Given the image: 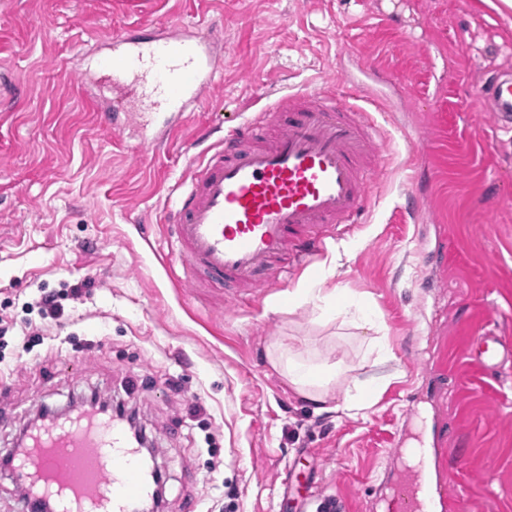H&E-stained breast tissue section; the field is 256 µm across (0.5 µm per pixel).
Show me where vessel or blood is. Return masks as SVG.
Returning <instances> with one entry per match:
<instances>
[{"label": "vessel or blood", "instance_id": "1", "mask_svg": "<svg viewBox=\"0 0 512 512\" xmlns=\"http://www.w3.org/2000/svg\"><path fill=\"white\" fill-rule=\"evenodd\" d=\"M223 19L203 23L119 26L93 61H78L79 86H99V125L124 133L128 153L143 157L166 146L222 77L227 55ZM367 106L343 91V81L288 94L225 129L195 165L163 227L180 259L173 280L224 289L231 302L272 278L313 269L325 246L352 232L372 199L381 169L374 152L378 127L368 111L391 71L371 67ZM477 110L496 127L512 128V71L499 70ZM506 354L501 337H476L469 360L496 372ZM447 459L426 455L415 478L390 488L395 512H445ZM15 512H137L155 480L139 447L116 419L78 411L49 421L15 456Z\"/></svg>", "mask_w": 512, "mask_h": 512}]
</instances>
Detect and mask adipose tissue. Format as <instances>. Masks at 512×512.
<instances>
[{
    "instance_id": "ef3b65f1",
    "label": "adipose tissue",
    "mask_w": 512,
    "mask_h": 512,
    "mask_svg": "<svg viewBox=\"0 0 512 512\" xmlns=\"http://www.w3.org/2000/svg\"><path fill=\"white\" fill-rule=\"evenodd\" d=\"M327 304L326 314L331 318H340L343 324L361 330H370L368 340L370 350L376 351L375 365L384 367L391 363L393 355L386 348L383 337L374 335V323L369 316L351 311L349 306L339 303L335 294L324 297ZM271 365L287 380L291 387L303 399L310 402L315 412L333 411V401L337 384L344 379L348 368L342 362L327 358L310 360L293 352L287 344L277 341L267 349Z\"/></svg>"
}]
</instances>
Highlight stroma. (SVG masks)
Instances as JSON below:
<instances>
[{
    "label": "stroma",
    "mask_w": 512,
    "mask_h": 512,
    "mask_svg": "<svg viewBox=\"0 0 512 512\" xmlns=\"http://www.w3.org/2000/svg\"><path fill=\"white\" fill-rule=\"evenodd\" d=\"M224 15L232 53L223 78L158 155L128 156L95 122L77 88L76 59L96 55L115 26L193 23ZM393 71L405 92L375 113L385 155L371 208L318 256L319 271L271 281L233 306L215 288L174 284L160 255L168 188L186 179L200 130L247 116L338 67ZM512 68V7L502 0H0V319L39 318L42 288L79 285L56 335L19 357L0 337V455L42 405L67 408L95 390L133 404L159 454L164 512L195 499L203 512H307L312 488L342 512H391L404 469L399 443H429L448 419L451 512H512V362L497 377L469 363L483 329L512 342V157L481 151L500 135L474 96L492 70ZM423 150L410 156L411 141ZM419 183L420 217L404 209ZM455 240L447 258L442 238ZM317 279L380 322L397 378L365 414L315 413L267 359L283 341L331 357L352 376L375 373L355 329L290 289ZM455 378L435 399L434 361Z\"/></svg>",
    "instance_id": "stroma-1"
}]
</instances>
